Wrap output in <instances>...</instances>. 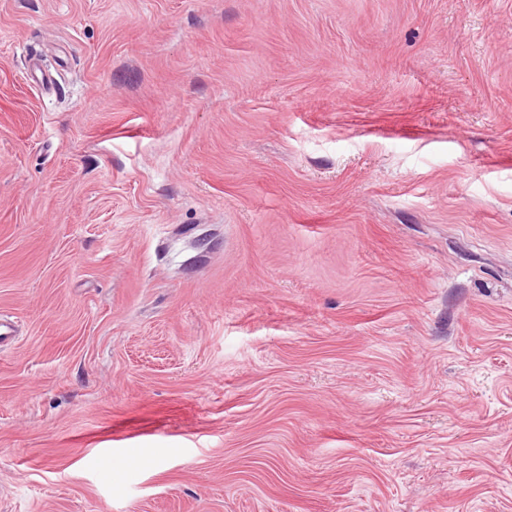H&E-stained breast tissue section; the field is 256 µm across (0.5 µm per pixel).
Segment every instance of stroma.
<instances>
[{"mask_svg": "<svg viewBox=\"0 0 512 512\" xmlns=\"http://www.w3.org/2000/svg\"><path fill=\"white\" fill-rule=\"evenodd\" d=\"M1 312L0 512H512V0H0Z\"/></svg>", "mask_w": 512, "mask_h": 512, "instance_id": "35a3bbf8", "label": "stroma"}]
</instances>
